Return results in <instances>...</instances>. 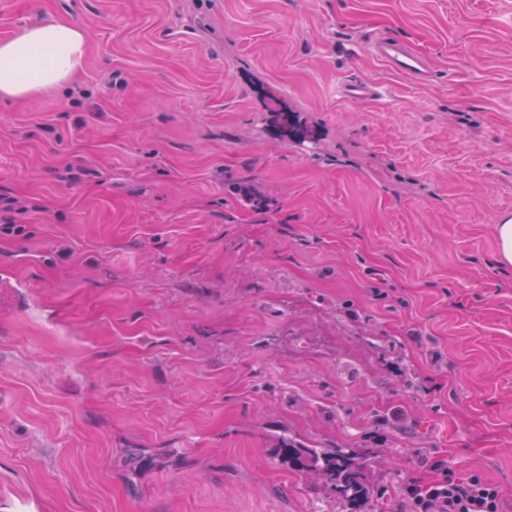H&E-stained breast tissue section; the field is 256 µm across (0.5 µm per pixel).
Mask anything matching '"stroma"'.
<instances>
[{"mask_svg":"<svg viewBox=\"0 0 512 512\" xmlns=\"http://www.w3.org/2000/svg\"><path fill=\"white\" fill-rule=\"evenodd\" d=\"M51 21L81 71L0 100V512H336L281 435L380 447L371 512L436 456L512 512V0H0ZM369 51L393 72L418 83L429 81L428 63L423 54L390 36L376 37ZM497 236L499 243L498 259L503 265L512 266V219L498 224Z\"/></svg>","mask_w":512,"mask_h":512,"instance_id":"stroma-1","label":"stroma"}]
</instances>
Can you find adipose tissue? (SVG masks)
I'll list each match as a JSON object with an SVG mask.
<instances>
[{
    "label": "adipose tissue",
    "mask_w": 512,
    "mask_h": 512,
    "mask_svg": "<svg viewBox=\"0 0 512 512\" xmlns=\"http://www.w3.org/2000/svg\"><path fill=\"white\" fill-rule=\"evenodd\" d=\"M83 29L46 22L0 41V100L33 95L68 80L85 56Z\"/></svg>",
    "instance_id": "obj_1"
}]
</instances>
